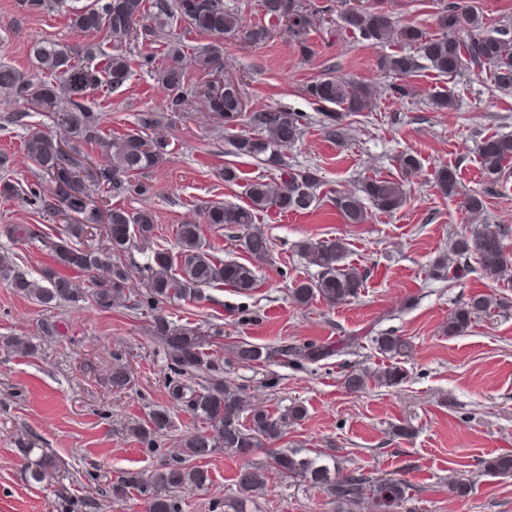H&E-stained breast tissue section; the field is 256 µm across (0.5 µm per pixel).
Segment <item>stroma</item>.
Returning a JSON list of instances; mask_svg holds the SVG:
<instances>
[{"mask_svg":"<svg viewBox=\"0 0 512 512\" xmlns=\"http://www.w3.org/2000/svg\"><path fill=\"white\" fill-rule=\"evenodd\" d=\"M445 2L384 0V7L397 25L413 24L435 35ZM42 40L69 45L80 55L89 38L69 27L63 7L23 12L15 0H0V61L33 74L30 48ZM308 42L312 51L302 54L281 28L265 44L228 37L222 49L224 72L244 80L249 108L303 114L305 134L288 148L286 159L292 167L316 169L319 186L312 206L258 214L256 224L271 240L272 252L257 265V286L250 294L218 285L207 288L204 301L169 308L179 323L221 329L209 351L223 365L225 382L241 388L250 403L275 415L301 404L307 415L249 457L224 451L205 459L211 483L205 490H184V512H224L247 464L267 475L251 512H374L369 503L339 502L307 479L273 469L274 454L290 451L323 460L340 476L359 469L375 478L403 479L410 487L407 512H512V476L483 472L486 460L512 454V268L500 279L478 271L462 279L435 272L450 255L453 239L483 224L504 231V251L512 260V162L492 183L478 154L484 139L512 135V92L495 87L487 75L448 79L425 63L406 75L384 72L379 57L403 51V44H376L336 24L313 27ZM328 69L377 91L371 110L345 118L346 137L339 143L326 138L316 106L303 92ZM396 85L411 87L412 96L397 97ZM441 90L453 95L454 108L432 109L430 99ZM166 97L153 74L137 67L125 86L94 93L91 100L99 104L107 128L121 133L135 128L140 113L162 111ZM51 125L48 113L0 100V154L10 161V177L33 180L23 140L30 130ZM161 132L171 143L170 154L146 174L151 197L128 194L116 203L129 210L150 208L157 242L173 250L178 224L199 218L212 202L245 204L244 183L266 169L231 154L223 121L201 113H185ZM405 153L421 163L409 176L399 166ZM228 166L239 181L225 182ZM443 166L455 169L458 196H444L436 188L434 173ZM375 175L403 182L404 206L393 213L372 208L366 223H344L335 206L337 192L358 191ZM473 194L484 202L477 216L461 205L462 197ZM19 225L53 239L64 225L21 202L0 200V250L13 253L19 271L39 278L53 266L50 253L42 242L17 237L13 229ZM336 237L348 244L347 264L365 277L359 297L333 307L319 298L295 305L291 286L318 273L301 257L299 242ZM477 294L497 299L498 307L476 318L463 335H449L450 313ZM240 309L252 311V322L238 324ZM48 323L59 330L50 339L43 333ZM387 333L411 344L400 360L405 380L395 387L371 384L347 392L341 384L346 372L386 366L373 339ZM11 336L27 337L36 352L11 353L4 346ZM310 341L340 352L300 368L276 362L241 365L233 358L241 342L274 349ZM116 363L128 365L133 374L131 389L120 394L106 383V371ZM165 369L149 319L139 311H103L88 302L47 309L0 280V512H55L59 494L91 497L121 472L151 471L156 455L127 436L126 425L168 405ZM273 377L279 380L274 387L268 384ZM400 427L408 428V436H396ZM22 438L55 456L68 479L28 484L17 450ZM462 478L470 491L450 492V483Z\"/></svg>","mask_w":512,"mask_h":512,"instance_id":"obj_1","label":"stroma"}]
</instances>
